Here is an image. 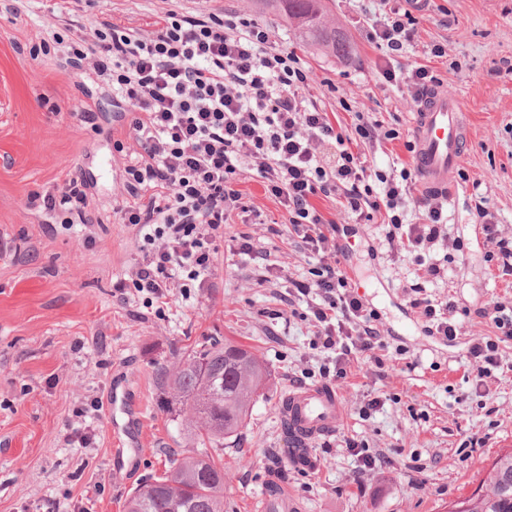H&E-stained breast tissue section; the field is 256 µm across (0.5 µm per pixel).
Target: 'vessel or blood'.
<instances>
[{"label":"vessel or blood","instance_id":"b4317fda","mask_svg":"<svg viewBox=\"0 0 512 512\" xmlns=\"http://www.w3.org/2000/svg\"><path fill=\"white\" fill-rule=\"evenodd\" d=\"M468 138L458 98L438 87L421 97L412 121V161L423 192L451 191ZM287 400L297 418L296 434L306 442L333 434L344 417L342 399L330 386L295 387Z\"/></svg>","mask_w":512,"mask_h":512}]
</instances>
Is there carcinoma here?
Here are the masks:
<instances>
[{"label": "carcinoma", "instance_id": "carcinoma-1", "mask_svg": "<svg viewBox=\"0 0 512 512\" xmlns=\"http://www.w3.org/2000/svg\"><path fill=\"white\" fill-rule=\"evenodd\" d=\"M295 23L302 43L334 58L352 54L345 33L329 24L322 0H269ZM270 371L254 352L219 338L159 371L171 401L174 421L204 445L185 456L170 451V466L135 490L125 512H224V464L205 449L217 448L238 434L250 408L262 395ZM453 512H512V452L499 455L477 489L455 504Z\"/></svg>", "mask_w": 512, "mask_h": 512}]
</instances>
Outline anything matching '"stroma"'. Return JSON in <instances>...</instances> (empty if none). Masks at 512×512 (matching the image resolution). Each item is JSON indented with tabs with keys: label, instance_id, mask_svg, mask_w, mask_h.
Listing matches in <instances>:
<instances>
[{
	"label": "stroma",
	"instance_id": "obj_1",
	"mask_svg": "<svg viewBox=\"0 0 512 512\" xmlns=\"http://www.w3.org/2000/svg\"><path fill=\"white\" fill-rule=\"evenodd\" d=\"M323 3L354 48L349 59L303 46L293 24L258 0H0V512H123L141 483L164 474L169 449L194 453L197 440L166 411L159 370L206 336L254 349L271 373L237 436L214 451L224 465V512H253L274 471L303 512H448L512 450V340L483 382L469 356L474 339L496 332L481 311L512 303V276L490 262L475 222L478 207H488L512 237V0H433L397 59L404 70L432 67L471 129L460 160L469 179L448 204L447 243L409 253L386 240L378 213L357 219L335 200L317 201L343 229L350 250L340 265L377 316L385 365L359 358L336 382L344 420L313 443L312 467L285 457L278 407L289 389L321 384L319 369L332 358L314 344L305 301L288 293L312 264L260 179L242 176L247 211L212 241L202 284L171 288L162 302L132 285L143 238L116 212L136 149L130 114L95 69L66 65L71 46L95 41L105 21L148 35L171 11L249 16L306 61L308 94L322 109L346 126L361 114L399 131L398 140L361 145L369 166L411 165V92L382 77L384 53L367 41L356 0ZM43 42L50 54L32 56ZM436 44L444 57L431 56ZM73 176L88 184L82 214L28 208L30 193L55 192ZM429 263L448 267L447 280L425 289L455 304L451 340L430 335L409 304L407 289ZM117 397L141 412L139 449L113 432ZM376 397L382 408L363 415ZM349 438L374 466L352 455Z\"/></svg>",
	"mask_w": 512,
	"mask_h": 512
}]
</instances>
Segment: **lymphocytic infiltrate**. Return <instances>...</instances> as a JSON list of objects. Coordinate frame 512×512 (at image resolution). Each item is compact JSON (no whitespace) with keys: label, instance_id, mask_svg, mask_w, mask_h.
I'll list each match as a JSON object with an SVG mask.
<instances>
[{"label":"lymphocytic infiltrate","instance_id":"obj_1","mask_svg":"<svg viewBox=\"0 0 512 512\" xmlns=\"http://www.w3.org/2000/svg\"><path fill=\"white\" fill-rule=\"evenodd\" d=\"M366 18L368 39L386 58L412 41L418 19L396 0ZM91 63L128 105L138 149L125 168L123 223L138 226L145 256L133 280L138 292L165 297L176 279L197 280L213 264L210 239L222 235L240 192L244 169L255 170L278 200L304 250L317 258L311 280L296 283L311 297L316 344L336 356L323 375L343 379L354 358L373 356L381 342L375 315L350 291L338 260L340 228L315 199L340 198L344 210L381 211L388 239L410 251L446 240L448 208L435 194L413 192L411 170L391 176L367 167L353 140H372L375 127L358 123L347 135L307 94L309 69L294 51L274 48L269 29L240 14L169 12L150 35L105 24L95 43L72 46L68 65ZM81 179L66 180L52 195L30 194L33 209L80 210ZM494 306L500 338L512 339V316ZM500 338L470 348L478 378L499 368Z\"/></svg>","mask_w":512,"mask_h":512}]
</instances>
